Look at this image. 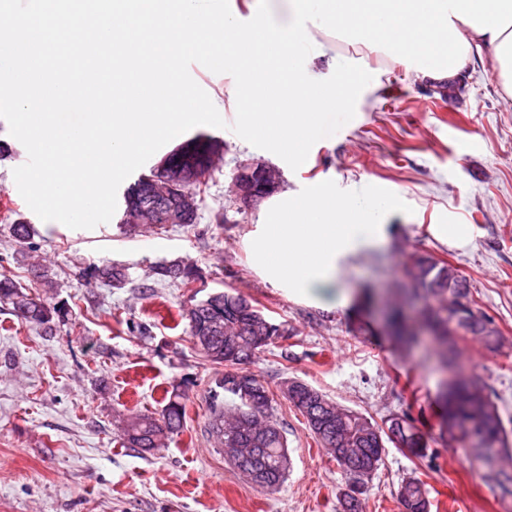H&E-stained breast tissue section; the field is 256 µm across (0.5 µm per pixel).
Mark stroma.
Here are the masks:
<instances>
[{"instance_id":"1","label":"stroma","mask_w":512,"mask_h":512,"mask_svg":"<svg viewBox=\"0 0 512 512\" xmlns=\"http://www.w3.org/2000/svg\"><path fill=\"white\" fill-rule=\"evenodd\" d=\"M321 51L373 79L342 135L317 141L296 170L232 131V76L191 67L226 123L212 131L224 141L222 165L191 227L127 232L113 219L75 230L42 221L13 178L26 150L0 119V142L10 147L0 155V270L27 284L31 259L42 260L55 286L39 295L62 309L48 332L0 302V512H336L344 478L284 397L289 378L379 423L409 414L426 435L422 457L387 446L364 512H400L395 491L412 477L428 489L431 512H512V500H499L463 448L439 436L444 375L429 338L402 350L372 303L405 283L404 252L455 266L505 338L496 351L466 343L462 358L512 429V99L502 95L486 58L468 61L456 93L443 98L410 61L384 72L372 55L346 45L326 43ZM243 161L277 169L285 191L331 185L384 225L383 241L360 249L324 303L289 299L252 270L243 240L263 208L239 214L228 207L230 175ZM376 185L391 190V203L377 202ZM221 208L227 221L213 223ZM20 220L35 231L34 250L12 239L10 227ZM443 224L455 225L456 234L441 233ZM180 261L200 268L195 287L157 281L156 266ZM104 263L126 268L128 284L86 277ZM231 290L294 329L247 367L267 387L288 441L290 469L273 491L245 480L217 451L207 390L222 369L193 351L178 315L192 298ZM176 388L189 395L184 432L145 454L127 448L126 419L159 413Z\"/></svg>"}]
</instances>
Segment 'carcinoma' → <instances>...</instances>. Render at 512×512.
<instances>
[{
  "mask_svg": "<svg viewBox=\"0 0 512 512\" xmlns=\"http://www.w3.org/2000/svg\"><path fill=\"white\" fill-rule=\"evenodd\" d=\"M216 158L199 152L185 160L207 172V180L193 188L178 187L171 198L178 207H187L185 226L198 223L202 196L209 188ZM148 175L143 174L123 193L120 227L132 231L141 225H154V212L141 195ZM12 235L20 248H34L30 225H12ZM408 282L398 298L388 302V323L393 333L411 342L426 330L436 340L445 363L458 359L460 340L477 341L496 349L503 336L488 315L472 298L465 277L457 268L431 256L409 253L404 256ZM90 275L114 287L128 281V273L116 265H94ZM157 279L180 288H191L201 273L194 264L174 262L155 269ZM223 300L195 301L199 314L182 309L193 349L215 365L224 366V374L212 380L208 391L209 432L224 449L225 458L250 483L275 490L286 479L290 457L287 439L274 419L272 406L262 382L244 367L253 363L260 352L277 340L294 335L288 323L272 322L263 310L238 291H225ZM0 301L12 306L14 315L28 323L47 328L61 309L48 306L4 272L0 273ZM421 303L416 325L407 324L404 307ZM186 394L174 390L159 415L138 414L124 427L128 447L148 452L163 446L184 431ZM301 412L314 438L336 460L345 478V488L338 498V512H363L362 496L383 463L386 444L402 448L412 455L425 456L423 435L406 414L395 415L383 424L337 404L322 392L315 398L299 401ZM441 432L459 442L473 460L487 469L501 499H512V433L507 430L485 383L468 375L451 396L444 398L440 414ZM490 432L498 446L491 453L477 446L471 434ZM401 512H431L429 492L418 479L404 480L396 491Z\"/></svg>",
  "mask_w": 512,
  "mask_h": 512,
  "instance_id": "cac0c4a2",
  "label": "carcinoma"
}]
</instances>
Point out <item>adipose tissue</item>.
Here are the masks:
<instances>
[{"label":"adipose tissue","instance_id":"adipose-tissue-1","mask_svg":"<svg viewBox=\"0 0 512 512\" xmlns=\"http://www.w3.org/2000/svg\"><path fill=\"white\" fill-rule=\"evenodd\" d=\"M455 27L471 49L492 61L504 95L512 97V27L497 38L460 20ZM362 217L358 208L325 185L301 196L285 192L268 204L246 247L255 270L270 284L318 302L336 283L359 243L379 239L380 225L363 223Z\"/></svg>","mask_w":512,"mask_h":512}]
</instances>
